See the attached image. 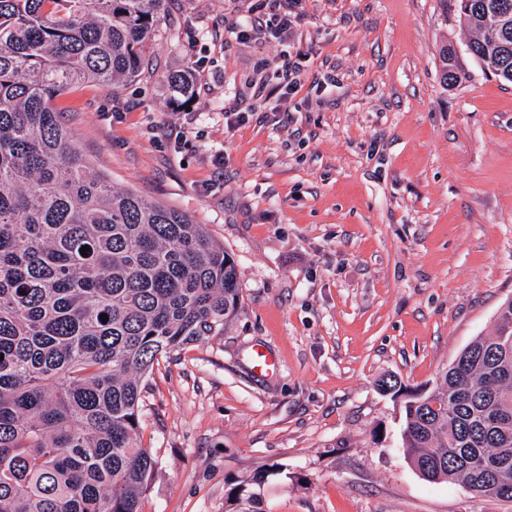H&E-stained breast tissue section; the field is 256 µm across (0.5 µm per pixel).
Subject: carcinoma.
Instances as JSON below:
<instances>
[{"label": "carcinoma", "instance_id": "cac0c4a2", "mask_svg": "<svg viewBox=\"0 0 512 512\" xmlns=\"http://www.w3.org/2000/svg\"><path fill=\"white\" fill-rule=\"evenodd\" d=\"M171 0H0V512H142L158 462L140 438L144 379L221 334L237 265L204 224L112 185L71 142L55 100L116 93L145 70ZM467 54L512 83V0H440ZM446 85L465 78L439 49ZM188 96L186 71L167 78ZM87 247L86 255L80 249ZM108 315L104 322L100 314ZM512 300L435 388L407 395L403 448L429 482L512 502ZM258 471L230 512H263Z\"/></svg>", "mask_w": 512, "mask_h": 512}]
</instances>
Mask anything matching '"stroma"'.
Listing matches in <instances>:
<instances>
[{"mask_svg": "<svg viewBox=\"0 0 512 512\" xmlns=\"http://www.w3.org/2000/svg\"><path fill=\"white\" fill-rule=\"evenodd\" d=\"M266 0H173L140 80L56 99L115 187L191 215L235 259L241 309L148 377L140 410L159 474L142 512H225L259 470L264 512H512L431 483L406 457L404 399L432 388L512 299V83L444 41L439 0H300L288 39L230 27ZM197 64L183 103L170 72ZM298 71L287 114L260 84ZM247 118L224 123L225 105ZM276 375L253 370L256 349ZM439 63L446 85L455 86L465 78V72L453 47L445 45L439 49Z\"/></svg>", "mask_w": 512, "mask_h": 512, "instance_id": "1", "label": "stroma"}]
</instances>
